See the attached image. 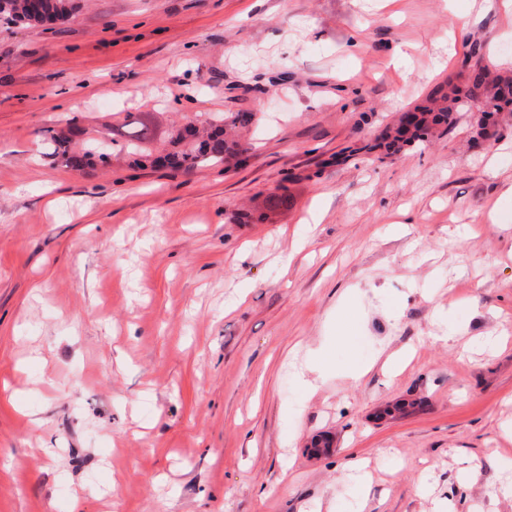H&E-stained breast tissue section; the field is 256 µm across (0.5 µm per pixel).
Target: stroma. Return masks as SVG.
<instances>
[{"label": "stroma", "mask_w": 512, "mask_h": 512, "mask_svg": "<svg viewBox=\"0 0 512 512\" xmlns=\"http://www.w3.org/2000/svg\"><path fill=\"white\" fill-rule=\"evenodd\" d=\"M76 2L0 20V512H512V112L366 150L467 52L512 75V11ZM123 112L258 121L232 171L46 144ZM68 142L67 138L55 135L51 136L49 146L52 148L53 153L62 152L63 155H67L66 160L72 167L83 168L89 166L96 158L103 162L108 156L104 144L98 140H88L84 147L77 152L68 151Z\"/></svg>", "instance_id": "stroma-1"}]
</instances>
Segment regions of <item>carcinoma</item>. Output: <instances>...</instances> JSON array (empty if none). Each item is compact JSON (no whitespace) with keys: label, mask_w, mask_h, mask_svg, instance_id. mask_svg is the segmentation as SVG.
Instances as JSON below:
<instances>
[{"label":"carcinoma","mask_w":512,"mask_h":512,"mask_svg":"<svg viewBox=\"0 0 512 512\" xmlns=\"http://www.w3.org/2000/svg\"><path fill=\"white\" fill-rule=\"evenodd\" d=\"M75 10L74 0H0V19L14 24L65 22L74 16ZM465 64L466 74L462 82L438 86L426 104L413 108L415 115H402L397 127L386 134L388 149L398 150L405 145L427 141L433 129L452 127L458 112L466 107L479 113L478 128L483 134L495 124L500 112L512 108V100L503 92L504 80L492 75L482 54L472 52ZM252 120V113L236 112L224 117L222 124L194 127L190 138L183 129L173 127L163 133L165 148L160 157L142 147L144 138L138 133L128 135L122 150L139 156L137 163L143 167L192 171L222 164L227 169L244 162L243 154L247 148L236 135V129L248 127ZM49 146L53 153L67 156V162L75 168H83L95 159L102 162L108 156L104 144L95 139L87 141L77 152L68 151V139L58 135L50 138Z\"/></svg>","instance_id":"1"}]
</instances>
